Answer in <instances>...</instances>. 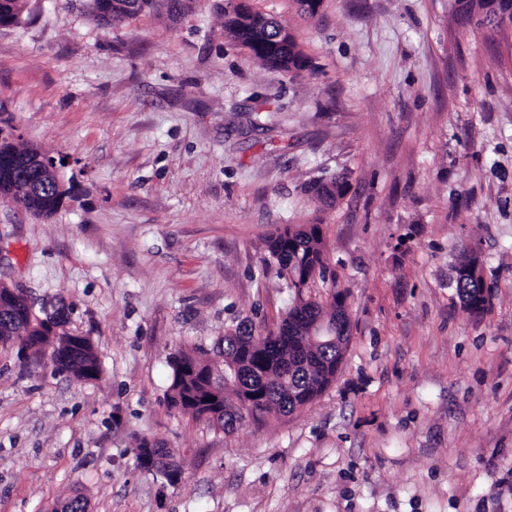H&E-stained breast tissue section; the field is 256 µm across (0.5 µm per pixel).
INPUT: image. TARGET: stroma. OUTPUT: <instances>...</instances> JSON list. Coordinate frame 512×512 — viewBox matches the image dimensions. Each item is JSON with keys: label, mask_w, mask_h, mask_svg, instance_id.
<instances>
[{"label": "stroma", "mask_w": 512, "mask_h": 512, "mask_svg": "<svg viewBox=\"0 0 512 512\" xmlns=\"http://www.w3.org/2000/svg\"><path fill=\"white\" fill-rule=\"evenodd\" d=\"M178 23L101 26L26 0L0 27V126L65 159L49 220L0 201V282L65 309L100 380L0 352V512H512V30L454 0H253L315 65L293 77ZM348 172L321 204L307 184ZM318 224L353 335L332 385L225 433L167 403L169 357L272 326L290 293L267 241ZM477 251L489 310L461 303ZM175 449L182 481L142 469Z\"/></svg>", "instance_id": "35a3bbf8"}]
</instances>
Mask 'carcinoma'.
<instances>
[{
    "mask_svg": "<svg viewBox=\"0 0 512 512\" xmlns=\"http://www.w3.org/2000/svg\"><path fill=\"white\" fill-rule=\"evenodd\" d=\"M197 0H89V14L102 26L132 21L146 15H164L171 21L184 16ZM457 11L477 16V25L490 30L512 23V0H455ZM25 0H0V26L15 25L24 10ZM224 34L248 51L262 66L293 75L313 71L312 60L302 50L296 35L280 19L258 10L252 18L259 29L243 25L237 17L223 11ZM39 149L21 143L0 141V199H14L33 215L50 219L62 207L72 187L49 183L39 193L23 190L25 183L38 179L34 161ZM349 188L348 174L343 172L328 180L318 179L309 190L321 202L332 205ZM269 259L291 292V303L280 321L262 336L236 330L224 335L214 347V355L199 356L193 350H179L171 357L172 378L168 403L171 407L203 419L231 432L242 424L244 416L236 390L232 365L248 362L252 375L263 381L265 405L253 415L260 420L267 415H289L315 401L335 380L349 345L350 319L338 309L345 299L341 292L325 304L306 293L309 283L323 276L325 254L322 230L318 224L288 225L271 237L267 245ZM459 299L465 307H490L491 289L483 276L456 280ZM25 300L18 301L13 313L0 314V351L17 348V353L32 351L36 356L48 343V337L30 326L22 315ZM325 321L335 335L321 338L316 344L308 335L309 326ZM79 381L98 379L101 363L92 341L71 349L68 360L55 368ZM224 380V402L211 405L192 404L188 397L204 392L211 380Z\"/></svg>",
    "mask_w": 512,
    "mask_h": 512,
    "instance_id": "1",
    "label": "carcinoma"
}]
</instances>
